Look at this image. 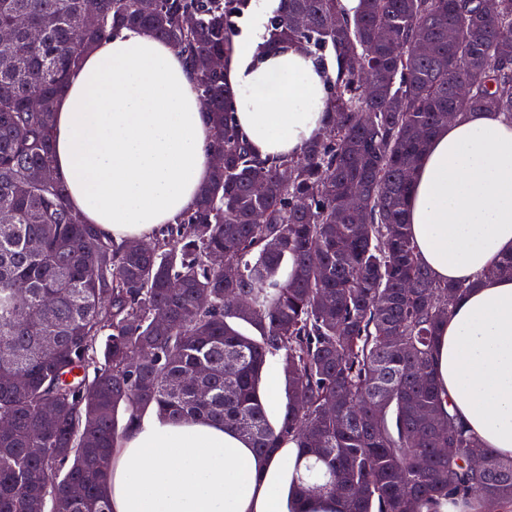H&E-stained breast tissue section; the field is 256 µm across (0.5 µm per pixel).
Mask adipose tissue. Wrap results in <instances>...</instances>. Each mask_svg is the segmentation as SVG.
Wrapping results in <instances>:
<instances>
[{"label":"adipose tissue","mask_w":512,"mask_h":512,"mask_svg":"<svg viewBox=\"0 0 512 512\" xmlns=\"http://www.w3.org/2000/svg\"><path fill=\"white\" fill-rule=\"evenodd\" d=\"M224 61L238 128L263 159L291 158L325 130L328 79L297 48L266 45V0ZM54 170L81 219L117 242L151 240L208 181L213 129L196 76L150 33L123 27L70 72L56 103ZM407 222L440 281L471 288L440 328L435 371L484 447L512 458V278L484 271L512 253V120L466 112L417 166ZM271 465L236 433L143 415L112 456V512H280Z\"/></svg>","instance_id":"obj_1"}]
</instances>
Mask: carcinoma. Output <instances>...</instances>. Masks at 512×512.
<instances>
[{"mask_svg":"<svg viewBox=\"0 0 512 512\" xmlns=\"http://www.w3.org/2000/svg\"><path fill=\"white\" fill-rule=\"evenodd\" d=\"M96 7L100 25L87 30L85 0H0V26H15L0 47V218L11 225L0 229V418L10 423L0 432V512H112V450L148 410L237 432L248 421L261 462L295 443L316 480L295 464L289 512L325 494L339 512H440L450 501L512 512V458L468 433L432 365L440 325L468 285L436 281L406 224L414 172L442 115L512 118V0L492 10L475 0H361L353 17L340 0H278L268 45L305 49L331 95L325 134L279 162L258 159L239 133L234 94L213 65L231 53L251 0ZM299 14L307 26L295 25ZM120 27L181 45L224 153L195 208L150 250L82 222L52 166L67 77ZM418 41L429 52L415 51ZM361 65L375 77L368 92ZM33 94L37 111L26 108ZM33 167L48 181L30 182ZM351 193L363 200L361 222L346 207ZM498 277H512L511 254L483 274ZM46 336L53 347L42 346ZM270 356L287 397L276 424L261 392ZM16 376L26 386H13ZM46 403L56 404L50 417ZM448 441L457 453L442 456ZM473 455L490 470L470 467Z\"/></svg>","mask_w":512,"mask_h":512,"instance_id":"1","label":"carcinoma"}]
</instances>
